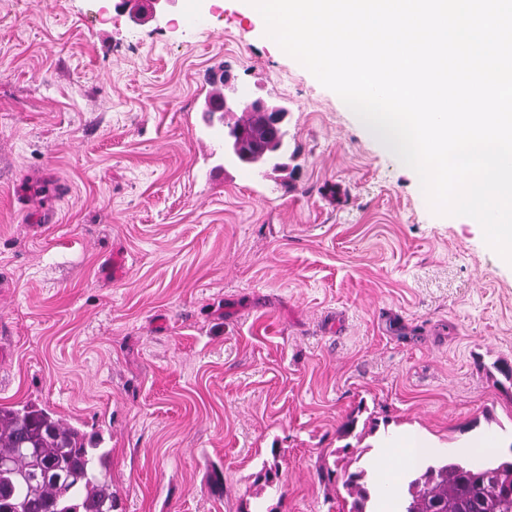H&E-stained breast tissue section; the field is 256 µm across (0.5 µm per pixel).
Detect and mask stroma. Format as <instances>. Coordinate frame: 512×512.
Returning a JSON list of instances; mask_svg holds the SVG:
<instances>
[{
  "instance_id": "obj_1",
  "label": "stroma",
  "mask_w": 512,
  "mask_h": 512,
  "mask_svg": "<svg viewBox=\"0 0 512 512\" xmlns=\"http://www.w3.org/2000/svg\"><path fill=\"white\" fill-rule=\"evenodd\" d=\"M225 74L282 168L211 137ZM505 367L512 266L241 0H0V406L110 450L117 512H347L322 469L407 427L512 452ZM251 110H253L251 122L243 126L239 122H234L229 127L233 130H239L242 135L248 150L252 155L254 165L269 166L272 169H276L278 163V156L286 153L288 149V141L285 140L281 144V139H276L275 130L278 134H282L283 137H287V116L288 113L282 108L276 106H270L264 101L255 100L248 104ZM265 113L269 121L275 130L268 123ZM281 146L279 152L276 149Z\"/></svg>"
}]
</instances>
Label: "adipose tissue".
Masks as SVG:
<instances>
[{
  "mask_svg": "<svg viewBox=\"0 0 512 512\" xmlns=\"http://www.w3.org/2000/svg\"><path fill=\"white\" fill-rule=\"evenodd\" d=\"M380 456L375 461L379 483L376 512H398V499L392 489L395 468L410 469L422 464L447 448L429 435L415 430H399L383 437ZM492 448L487 438H471L457 442L451 453L467 462L480 460Z\"/></svg>",
  "mask_w": 512,
  "mask_h": 512,
  "instance_id": "1",
  "label": "adipose tissue"
}]
</instances>
